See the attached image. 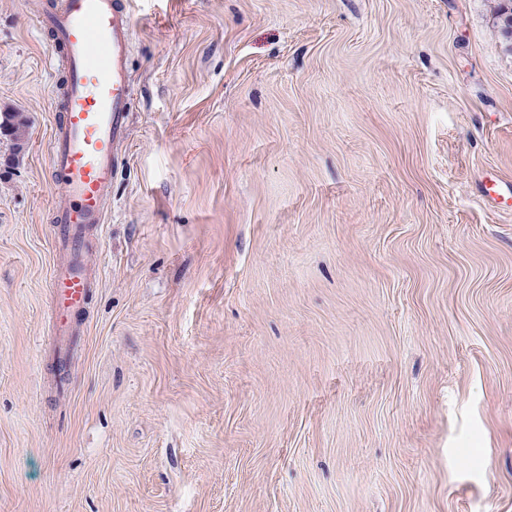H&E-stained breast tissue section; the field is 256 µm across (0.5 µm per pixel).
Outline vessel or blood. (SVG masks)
Returning <instances> with one entry per match:
<instances>
[{
    "label": "vessel or blood",
    "mask_w": 512,
    "mask_h": 512,
    "mask_svg": "<svg viewBox=\"0 0 512 512\" xmlns=\"http://www.w3.org/2000/svg\"><path fill=\"white\" fill-rule=\"evenodd\" d=\"M40 29L66 69L50 139V170L62 196L56 210L57 258L49 270L50 327L59 334V361H67L73 319L94 286L81 248L88 227L105 223L120 148L128 139L133 43L129 0H61L39 13Z\"/></svg>",
    "instance_id": "b4317fda"
}]
</instances>
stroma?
I'll list each match as a JSON object with an SVG mask.
<instances>
[{"instance_id":"obj_1","label":"stroma","mask_w":512,"mask_h":512,"mask_svg":"<svg viewBox=\"0 0 512 512\" xmlns=\"http://www.w3.org/2000/svg\"><path fill=\"white\" fill-rule=\"evenodd\" d=\"M43 2L0 0V512H512L497 0H130L63 367Z\"/></svg>"}]
</instances>
